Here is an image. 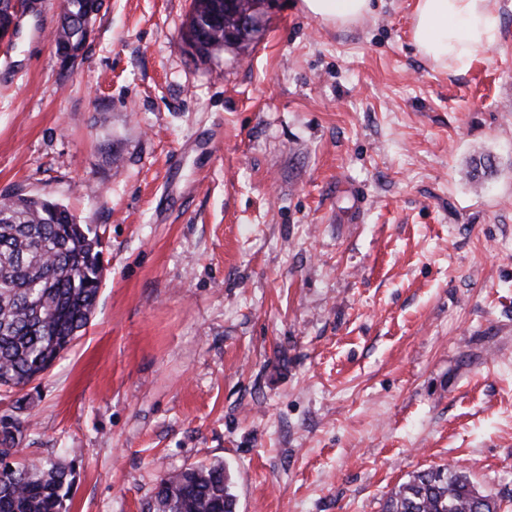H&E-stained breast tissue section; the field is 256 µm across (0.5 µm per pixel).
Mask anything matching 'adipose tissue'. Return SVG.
I'll return each instance as SVG.
<instances>
[{"instance_id":"ef3b65f1","label":"adipose tissue","mask_w":512,"mask_h":512,"mask_svg":"<svg viewBox=\"0 0 512 512\" xmlns=\"http://www.w3.org/2000/svg\"><path fill=\"white\" fill-rule=\"evenodd\" d=\"M496 0H415L412 38L436 68L468 70L475 55L500 34ZM303 12L326 24L346 26L373 11L372 0H301Z\"/></svg>"}]
</instances>
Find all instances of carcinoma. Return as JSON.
<instances>
[{
  "instance_id": "carcinoma-1",
  "label": "carcinoma",
  "mask_w": 512,
  "mask_h": 512,
  "mask_svg": "<svg viewBox=\"0 0 512 512\" xmlns=\"http://www.w3.org/2000/svg\"><path fill=\"white\" fill-rule=\"evenodd\" d=\"M95 0H64L56 47L83 46L84 19ZM224 0H194L189 30H212L216 42L187 44L199 55L222 48ZM106 267L102 239L65 206L45 195L0 194V388L22 390L47 373L95 313ZM0 419V512H70L75 475L50 459L17 450L27 410ZM232 475L222 463L162 477L153 512H236ZM492 492L448 467L423 470L386 500L384 512H499Z\"/></svg>"
}]
</instances>
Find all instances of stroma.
Listing matches in <instances>:
<instances>
[{
    "instance_id": "35a3bbf8",
    "label": "stroma",
    "mask_w": 512,
    "mask_h": 512,
    "mask_svg": "<svg viewBox=\"0 0 512 512\" xmlns=\"http://www.w3.org/2000/svg\"><path fill=\"white\" fill-rule=\"evenodd\" d=\"M25 2L0 194L96 225L106 274L0 416L29 393L20 446L74 467L70 512L217 461L237 512H382L448 464L512 512V0L464 72L417 52L414 0L345 27L269 0L205 57L192 0H105L72 66L62 0Z\"/></svg>"
}]
</instances>
